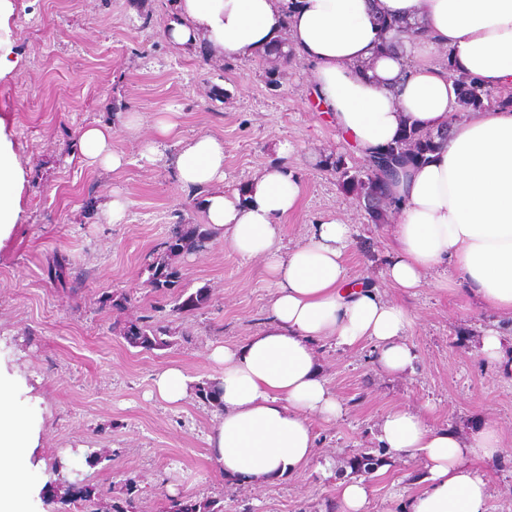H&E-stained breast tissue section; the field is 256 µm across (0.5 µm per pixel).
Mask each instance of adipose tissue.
Returning <instances> with one entry per match:
<instances>
[{
  "instance_id": "1",
  "label": "adipose tissue",
  "mask_w": 512,
  "mask_h": 512,
  "mask_svg": "<svg viewBox=\"0 0 512 512\" xmlns=\"http://www.w3.org/2000/svg\"><path fill=\"white\" fill-rule=\"evenodd\" d=\"M176 9L164 34L182 48L203 38L213 55L244 59L286 39L312 66L317 103L361 156L394 143L409 126L447 129L440 149L407 167L392 188L400 207L383 280L407 293L426 285L462 292L512 319V109L463 110L440 55L452 51L458 71L512 93V0H177ZM382 17L419 21L428 34L380 51ZM154 127L143 157L167 161L183 187L203 189L200 208L211 230L242 259L262 258L274 286L269 325L209 353L223 402L209 459L241 483L302 476L316 456L313 419L333 423L346 412L322 374L318 342L370 346L374 369L401 377L419 361L410 340L415 316L376 288L351 282L350 225L324 221L303 243L283 245L284 220L302 192L287 168L267 167L243 189L228 190L222 139L180 138L165 117ZM114 134L107 124L81 130L88 165H124L112 149ZM165 142L173 154L161 151ZM23 182L14 142L0 128V244L19 221ZM376 437L391 456L419 468L421 489L408 498L407 512H489L482 466L503 451L495 423L465 436L430 425L424 407L403 405L380 418ZM39 439L13 377L0 371V512H26L27 494L38 492L31 457Z\"/></svg>"
}]
</instances>
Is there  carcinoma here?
<instances>
[{"label": "carcinoma", "instance_id": "cac0c4a2", "mask_svg": "<svg viewBox=\"0 0 512 512\" xmlns=\"http://www.w3.org/2000/svg\"><path fill=\"white\" fill-rule=\"evenodd\" d=\"M380 25L385 31H396L407 37H419L425 30L410 23L396 19H380ZM286 42L279 40L274 46L264 51V56L273 58L281 63L265 71L266 84L274 89L282 86L285 78V66L293 52L284 50ZM458 98L465 110L478 111L491 106L512 107V94L502 97L483 86L482 82L474 77L456 78ZM445 140V136L437 135L427 130L410 127L403 131L401 139L384 148V152L393 156H406L410 164L416 165L427 159ZM323 165L335 172H341L342 186L348 193L361 195L366 191V185L373 182L383 185L389 184L399 172L397 167L372 166L371 161L365 160L353 168L345 166L342 157H328ZM212 237V231L204 224L188 223L175 225L170 235L160 243L157 256L145 266L143 272L147 273L145 284L168 300L171 304L170 314L193 313L202 309L209 300V289L205 286L193 292L182 285L183 274L172 262V258L182 253H190L200 247ZM167 334V326L160 321L142 318L124 324L120 335L126 343L135 348L153 350L167 345L162 336ZM126 497L112 503V512H133L134 497L137 482L129 477L125 482ZM164 512H224V506L215 500H192L189 498H168L164 505Z\"/></svg>", "mask_w": 512, "mask_h": 512}]
</instances>
